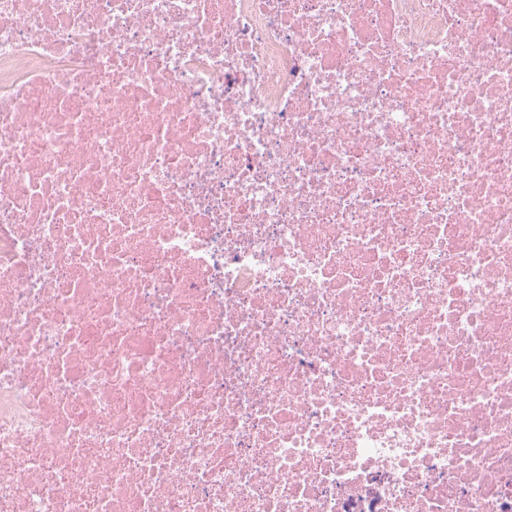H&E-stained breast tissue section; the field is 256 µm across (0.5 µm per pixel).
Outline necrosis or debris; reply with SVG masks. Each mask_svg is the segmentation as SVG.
<instances>
[{
    "label": "necrosis or debris",
    "instance_id": "1",
    "mask_svg": "<svg viewBox=\"0 0 512 512\" xmlns=\"http://www.w3.org/2000/svg\"><path fill=\"white\" fill-rule=\"evenodd\" d=\"M0 512H512V0H0Z\"/></svg>",
    "mask_w": 512,
    "mask_h": 512
}]
</instances>
